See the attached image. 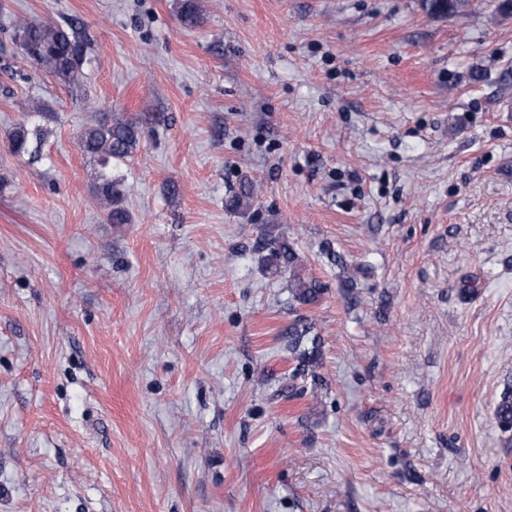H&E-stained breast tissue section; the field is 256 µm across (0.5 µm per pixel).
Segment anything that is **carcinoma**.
Returning a JSON list of instances; mask_svg holds the SVG:
<instances>
[{
    "mask_svg": "<svg viewBox=\"0 0 512 512\" xmlns=\"http://www.w3.org/2000/svg\"><path fill=\"white\" fill-rule=\"evenodd\" d=\"M422 9L429 15L451 17L461 9L471 6L470 0H420ZM200 19L196 0H183L180 20L187 27L195 26ZM15 39L30 62L39 69L52 74L63 84L80 89L84 83V64L90 43L77 23H58L45 19H19L15 23ZM142 139L139 121L112 116L83 129L78 135V146L87 156L106 169L114 161H123L133 156ZM44 132L30 129L24 124L16 126L9 134L12 152L18 156L36 157L40 153ZM97 193L106 201V221L109 224H129L132 217L124 206L123 194L118 180L103 172L96 186ZM259 192L258 186L245 180L225 200L231 211H246ZM268 261L275 268L286 267L292 276L293 296L302 304H313L322 295V284L306 279L296 272L299 258L288 238L283 236L268 243ZM307 329L296 326L288 328V347L295 354L297 366L293 377H302L309 368L316 366L319 349L303 347ZM495 418L505 434L506 442L512 441V385L503 389L495 408Z\"/></svg>",
    "mask_w": 512,
    "mask_h": 512,
    "instance_id": "obj_1",
    "label": "carcinoma"
}]
</instances>
